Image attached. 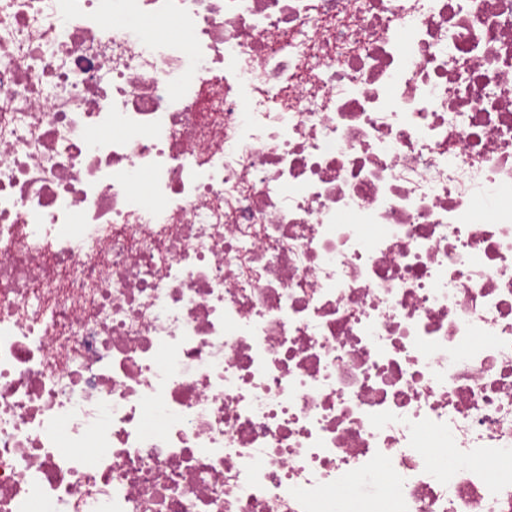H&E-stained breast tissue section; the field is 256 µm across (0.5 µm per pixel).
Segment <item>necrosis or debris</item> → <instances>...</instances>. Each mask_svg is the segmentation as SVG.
Returning <instances> with one entry per match:
<instances>
[{
    "instance_id": "1",
    "label": "necrosis or debris",
    "mask_w": 512,
    "mask_h": 512,
    "mask_svg": "<svg viewBox=\"0 0 512 512\" xmlns=\"http://www.w3.org/2000/svg\"><path fill=\"white\" fill-rule=\"evenodd\" d=\"M0 512H512V0H0Z\"/></svg>"
}]
</instances>
